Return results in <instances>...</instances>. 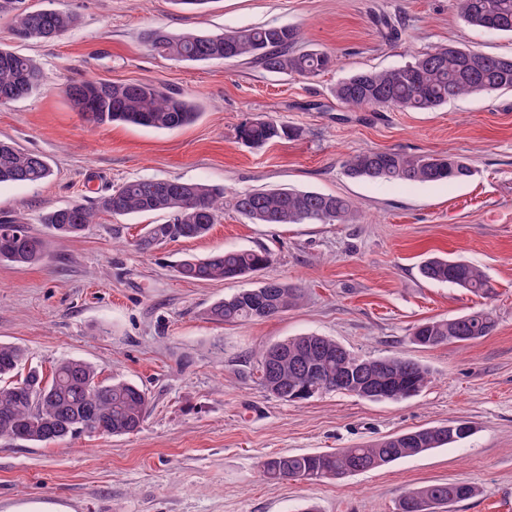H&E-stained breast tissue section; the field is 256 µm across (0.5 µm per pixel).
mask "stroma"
Masks as SVG:
<instances>
[{"mask_svg": "<svg viewBox=\"0 0 512 512\" xmlns=\"http://www.w3.org/2000/svg\"><path fill=\"white\" fill-rule=\"evenodd\" d=\"M22 6L68 10L79 22L54 42L19 43L9 36V17L0 16V47L31 57L47 76L40 91L0 105V139L43 153L53 168L37 186L0 184V217L29 224L47 243L39 264L0 263V342L24 347L46 375L74 358L93 364L102 380L135 383L147 390L150 411L129 435L0 439V512L31 499L60 501L72 512H301L309 504L319 512H396L404 491L448 480L476 489L450 512H512V90L430 112H352L332 93L350 73L393 68L451 42L512 55V37L469 27L457 0H210L199 11L176 0ZM378 13L398 24V41L379 33ZM263 24L300 27L299 49L331 53L335 70L301 79L244 62H177L143 39L158 27L220 33ZM90 79L177 88L200 115L175 131L94 126L63 93ZM259 116L300 134L246 146L237 129ZM366 149L452 153L473 175L424 184L348 176L345 160ZM143 178L202 181L228 196L316 191L353 200L358 213L350 224H253L228 208L206 236L149 253L134 241L164 215H104L75 239L42 224L47 211ZM224 249H265L273 261L235 282L179 277L180 261ZM432 253L480 267L495 296L424 279L419 265ZM267 278L305 288L304 302L261 321L207 318L214 301ZM486 307L497 315L489 336L431 349L411 341L418 321ZM305 333L360 356L414 359L432 382L403 401L269 396L258 383L259 348ZM452 421L468 423L471 436L339 480L271 486L259 470L278 453L350 448Z\"/></svg>", "mask_w": 512, "mask_h": 512, "instance_id": "1", "label": "stroma"}]
</instances>
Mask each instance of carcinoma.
<instances>
[{
  "instance_id": "cac0c4a2",
  "label": "carcinoma",
  "mask_w": 512,
  "mask_h": 512,
  "mask_svg": "<svg viewBox=\"0 0 512 512\" xmlns=\"http://www.w3.org/2000/svg\"><path fill=\"white\" fill-rule=\"evenodd\" d=\"M461 17L470 26L512 36V0H459ZM77 23L76 14L46 8L16 15L11 26L19 41L54 40ZM301 31L292 25H261L220 34H173L150 30L145 43L158 55L181 62L248 61L271 74L315 77L333 69L335 58L320 50L295 51ZM46 77L33 59L0 49V99L15 101L32 95ZM512 90V56H496L455 44L435 47L406 63L386 70H364L342 78L336 100L350 110H435L450 100L479 93ZM65 94L83 120L93 125L123 123L155 130H176L198 116L194 101L164 85L94 80L73 83ZM297 136L295 128L272 117L242 124L238 137L251 146ZM353 178L405 183L466 181L470 166L453 155L413 156L395 150H366L346 160ZM52 175L44 155L0 140V183L39 185ZM232 208L253 224H350L354 203L345 197L288 188L244 190L231 196ZM224 213V189L180 179L146 178L127 181L94 200L55 209L43 218L46 227L63 237L81 236L101 214L126 217L163 214V224H148L135 241L151 252L168 240L205 236ZM45 241L15 218H0V262L32 265L45 257ZM266 250H226L205 258H187L178 267L192 281L238 280L271 264ZM431 282L448 283L489 296V276L476 265L433 255L419 266ZM304 290L278 279H267L214 302L206 311L220 324L260 321L300 305ZM493 310L481 308L448 320L428 319L415 324L416 345L433 348L444 343H467L492 334ZM26 351L0 343V437L49 444L82 433L101 431L125 435L138 431L149 402L135 384L98 380L97 369L79 359L60 362L51 377L27 367ZM346 364L358 368L357 379L380 376L397 384L400 399L418 395L430 382L429 370L407 357L365 358L336 340L316 334L295 336L262 348L258 353L259 382L276 399L295 401L323 392L354 394L352 381L342 382L337 371ZM470 435L446 425L403 432L369 445L333 451L270 456L260 462L265 480H336L397 460L415 457ZM475 488L464 482H437L404 492L397 512H437L470 498Z\"/></svg>"
}]
</instances>
